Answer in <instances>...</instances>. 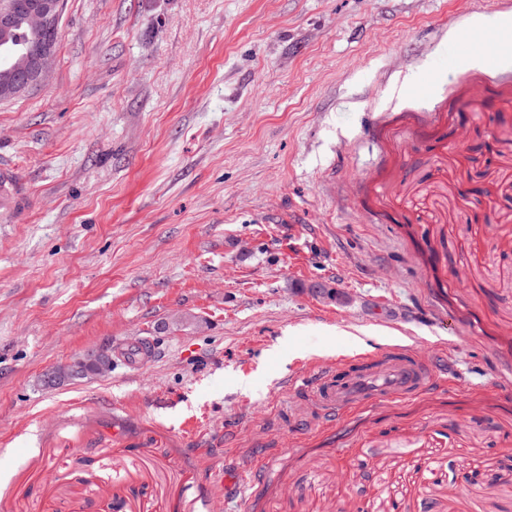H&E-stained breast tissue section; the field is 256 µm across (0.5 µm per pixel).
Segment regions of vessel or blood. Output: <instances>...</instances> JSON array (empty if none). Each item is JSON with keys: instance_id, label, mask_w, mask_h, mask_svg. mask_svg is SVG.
<instances>
[{"instance_id": "b4317fda", "label": "vessel or blood", "mask_w": 512, "mask_h": 512, "mask_svg": "<svg viewBox=\"0 0 512 512\" xmlns=\"http://www.w3.org/2000/svg\"><path fill=\"white\" fill-rule=\"evenodd\" d=\"M26 202L12 171L0 169V211L14 215L22 212ZM155 355L150 340L120 345L118 356L139 368ZM436 376L432 368L413 353L399 349L382 355H359L337 364L335 372L319 376L313 386L320 407L329 413L342 414L370 402L407 400L432 387Z\"/></svg>"}]
</instances>
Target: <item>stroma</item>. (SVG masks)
Instances as JSON below:
<instances>
[{"mask_svg":"<svg viewBox=\"0 0 512 512\" xmlns=\"http://www.w3.org/2000/svg\"><path fill=\"white\" fill-rule=\"evenodd\" d=\"M479 0H67L0 102V512H512V54ZM469 43L449 55L455 28ZM150 338L140 369L46 373ZM399 347L433 388L322 414ZM476 28L492 33L493 38L501 42L512 41V26L500 17H481L476 22ZM26 207V201L19 191L14 173L8 169H0V215L1 210L11 214L14 218L17 213Z\"/></svg>","mask_w":512,"mask_h":512,"instance_id":"35a3bbf8","label":"stroma"}]
</instances>
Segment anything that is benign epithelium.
<instances>
[{"mask_svg": "<svg viewBox=\"0 0 512 512\" xmlns=\"http://www.w3.org/2000/svg\"><path fill=\"white\" fill-rule=\"evenodd\" d=\"M62 12V0H29L26 21L34 46L20 51L15 77L0 86V101L10 100L26 89L46 82L55 63ZM112 365V353L109 350L90 349L69 364L51 370L47 380L59 383L88 374H107L112 371Z\"/></svg>", "mask_w": 512, "mask_h": 512, "instance_id": "7a95c632", "label": "benign epithelium"}]
</instances>
